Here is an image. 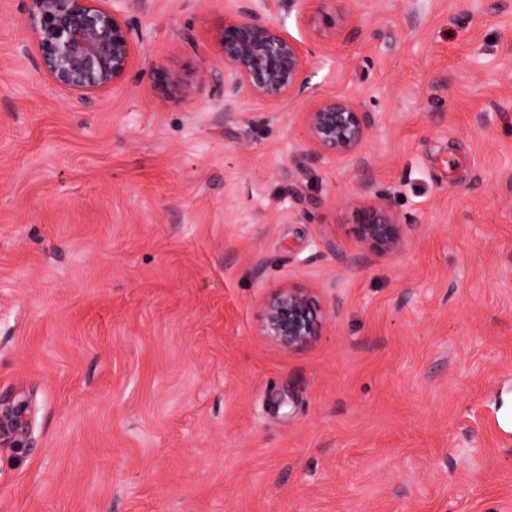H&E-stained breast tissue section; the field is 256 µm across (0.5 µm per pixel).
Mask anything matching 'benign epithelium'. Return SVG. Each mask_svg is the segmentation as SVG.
Instances as JSON below:
<instances>
[{"label": "benign epithelium", "mask_w": 512, "mask_h": 512, "mask_svg": "<svg viewBox=\"0 0 512 512\" xmlns=\"http://www.w3.org/2000/svg\"><path fill=\"white\" fill-rule=\"evenodd\" d=\"M291 12L301 0H233L220 44L224 56V107L242 96L281 101L302 95L307 55L272 17L269 2ZM26 16L35 35L38 68L57 86L82 94L107 88L127 73L135 34L123 18L124 0H26ZM327 40L348 37L344 16L322 11L315 19ZM315 155L352 156L364 142L370 113L349 98L316 100L303 115ZM358 241L376 254L398 252L405 241L401 216L379 196L354 204ZM323 312L307 288H281L266 298L262 335L286 350L304 348L318 339Z\"/></svg>", "instance_id": "benign-epithelium-1"}]
</instances>
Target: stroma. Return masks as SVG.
I'll list each match as a JSON object with an SVG mask.
<instances>
[{"instance_id":"1","label":"stroma","mask_w":512,"mask_h":512,"mask_svg":"<svg viewBox=\"0 0 512 512\" xmlns=\"http://www.w3.org/2000/svg\"><path fill=\"white\" fill-rule=\"evenodd\" d=\"M302 0L300 97L224 107L229 0H132L80 100L0 0V512H512V0ZM183 73L174 90L160 69ZM351 97L355 156L302 113ZM409 228L354 233L363 183ZM307 288L319 338L260 334ZM314 21L319 35L326 40H336L337 37L343 36L346 38L350 36V32L347 31L345 26L344 16L336 14V9L320 12ZM303 114L307 138L315 155H354L371 125L370 113L349 98H319ZM323 312L307 288H281L266 298L261 321L262 335L286 350L304 348L318 339Z\"/></svg>"}]
</instances>
